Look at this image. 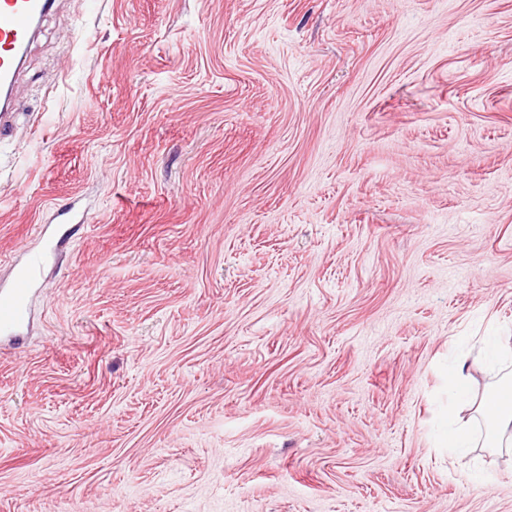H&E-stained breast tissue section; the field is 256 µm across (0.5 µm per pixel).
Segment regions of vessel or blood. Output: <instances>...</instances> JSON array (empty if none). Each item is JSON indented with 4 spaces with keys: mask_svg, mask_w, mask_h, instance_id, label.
Wrapping results in <instances>:
<instances>
[{
    "mask_svg": "<svg viewBox=\"0 0 512 512\" xmlns=\"http://www.w3.org/2000/svg\"><path fill=\"white\" fill-rule=\"evenodd\" d=\"M54 0H0V138L11 134L16 101L13 88L41 19ZM42 264L32 256L10 282L0 286V339L19 344L28 326L30 299Z\"/></svg>",
    "mask_w": 512,
    "mask_h": 512,
    "instance_id": "obj_1",
    "label": "vessel or blood"
}]
</instances>
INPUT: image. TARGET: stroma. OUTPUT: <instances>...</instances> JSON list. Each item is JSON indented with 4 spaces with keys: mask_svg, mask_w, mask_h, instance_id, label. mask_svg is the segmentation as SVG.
I'll list each match as a JSON object with an SVG mask.
<instances>
[{
    "mask_svg": "<svg viewBox=\"0 0 512 512\" xmlns=\"http://www.w3.org/2000/svg\"><path fill=\"white\" fill-rule=\"evenodd\" d=\"M15 95L0 512H512V367L433 444L512 329V0H56ZM41 264L42 257L33 255L14 272L10 284L0 286V340L8 339L14 345L22 341L21 332L30 321V299ZM487 404L492 408L494 419V428L496 444L494 447H500L501 435L499 428L508 429L512 425V386L511 380L504 384L498 391L495 399Z\"/></svg>",
    "mask_w": 512,
    "mask_h": 512,
    "instance_id": "stroma-1",
    "label": "stroma"
}]
</instances>
